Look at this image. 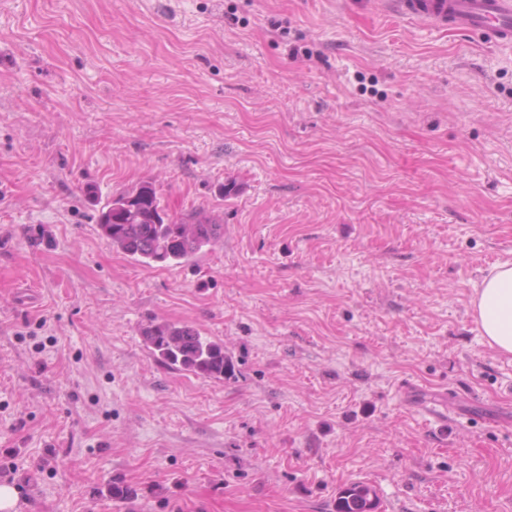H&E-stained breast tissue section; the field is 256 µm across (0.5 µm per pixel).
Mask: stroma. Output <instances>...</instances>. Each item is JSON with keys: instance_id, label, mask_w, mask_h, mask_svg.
<instances>
[{"instance_id": "stroma-1", "label": "stroma", "mask_w": 512, "mask_h": 512, "mask_svg": "<svg viewBox=\"0 0 512 512\" xmlns=\"http://www.w3.org/2000/svg\"><path fill=\"white\" fill-rule=\"evenodd\" d=\"M143 181L221 238L113 249ZM508 261L512 46L385 0H0L14 512H512V356L472 312ZM153 320L230 375L157 362ZM140 335L145 348L168 368L217 381L231 369L224 344L201 336L192 325L151 321Z\"/></svg>"}]
</instances>
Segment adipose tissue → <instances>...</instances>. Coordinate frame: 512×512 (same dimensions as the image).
I'll list each match as a JSON object with an SVG mask.
<instances>
[{
	"label": "adipose tissue",
	"mask_w": 512,
	"mask_h": 512,
	"mask_svg": "<svg viewBox=\"0 0 512 512\" xmlns=\"http://www.w3.org/2000/svg\"><path fill=\"white\" fill-rule=\"evenodd\" d=\"M474 310L483 336L498 352L512 355V265L495 267L476 290Z\"/></svg>",
	"instance_id": "adipose-tissue-1"
}]
</instances>
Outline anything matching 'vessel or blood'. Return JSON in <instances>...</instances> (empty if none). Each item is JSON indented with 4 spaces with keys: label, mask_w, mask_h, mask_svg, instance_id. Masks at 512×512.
Returning <instances> with one entry per match:
<instances>
[{
    "label": "vessel or blood",
    "mask_w": 512,
    "mask_h": 512,
    "mask_svg": "<svg viewBox=\"0 0 512 512\" xmlns=\"http://www.w3.org/2000/svg\"><path fill=\"white\" fill-rule=\"evenodd\" d=\"M397 16L433 28L487 35L512 46V0H393Z\"/></svg>",
    "instance_id": "1"
}]
</instances>
